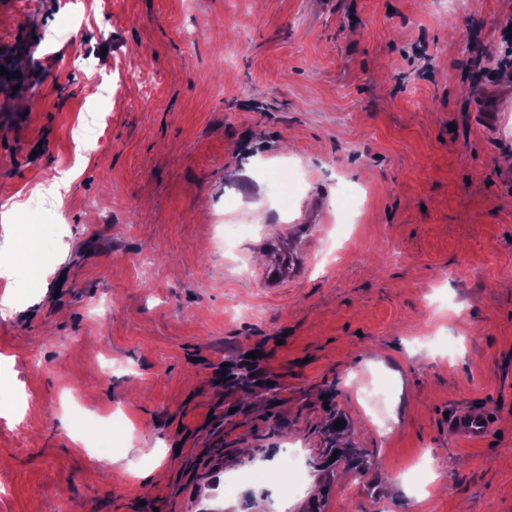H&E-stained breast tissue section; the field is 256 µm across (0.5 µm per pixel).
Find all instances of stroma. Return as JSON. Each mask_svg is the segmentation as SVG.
Returning <instances> with one entry per match:
<instances>
[{
	"label": "stroma",
	"instance_id": "obj_1",
	"mask_svg": "<svg viewBox=\"0 0 512 512\" xmlns=\"http://www.w3.org/2000/svg\"><path fill=\"white\" fill-rule=\"evenodd\" d=\"M510 22L512 0L0 5L25 80L0 91V512H512V68L467 76ZM316 194L306 273L264 288L260 243ZM228 224L254 235L225 248ZM458 405L491 414L484 443L449 435ZM287 456L298 494L225 493Z\"/></svg>",
	"mask_w": 512,
	"mask_h": 512
}]
</instances>
